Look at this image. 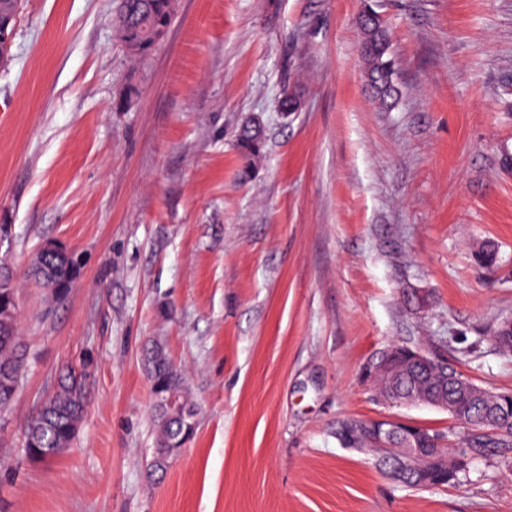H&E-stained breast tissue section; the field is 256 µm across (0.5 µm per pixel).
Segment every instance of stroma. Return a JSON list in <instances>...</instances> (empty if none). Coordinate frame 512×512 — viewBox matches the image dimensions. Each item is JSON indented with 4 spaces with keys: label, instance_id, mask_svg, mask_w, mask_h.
Listing matches in <instances>:
<instances>
[{
    "label": "stroma",
    "instance_id": "1",
    "mask_svg": "<svg viewBox=\"0 0 512 512\" xmlns=\"http://www.w3.org/2000/svg\"><path fill=\"white\" fill-rule=\"evenodd\" d=\"M116 2L20 0L0 69V255L21 271L51 239L83 262L59 300L18 281L30 358L0 417V512H512V448L412 490L335 435L384 415L452 427L363 383L395 340L512 390L489 339L512 318V0H175L139 62ZM368 4L398 66L386 109L360 54ZM153 343L198 409L155 473ZM86 360L74 444L21 459L25 422ZM263 144L261 127L252 122L244 125L237 135V147L244 168L248 170L255 159L259 157Z\"/></svg>",
    "mask_w": 512,
    "mask_h": 512
}]
</instances>
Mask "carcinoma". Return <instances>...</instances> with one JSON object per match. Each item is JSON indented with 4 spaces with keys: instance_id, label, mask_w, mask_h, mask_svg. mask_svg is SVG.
<instances>
[{
    "instance_id": "1",
    "label": "carcinoma",
    "mask_w": 512,
    "mask_h": 512,
    "mask_svg": "<svg viewBox=\"0 0 512 512\" xmlns=\"http://www.w3.org/2000/svg\"><path fill=\"white\" fill-rule=\"evenodd\" d=\"M173 8V0H119L114 37L130 56L144 57L164 40ZM361 54L367 65L369 84L376 98L385 105L398 92L394 84L397 63L386 26L373 13L361 17ZM262 144L261 127L249 122L240 129L237 147L244 168H250L259 157ZM78 271V260L72 254L54 260L48 267L43 264L42 257L36 255L29 264L27 276L60 298L72 286ZM18 325L16 283L12 277L0 285L1 415L10 411L27 368L26 349L21 343ZM89 371L90 366L83 364L80 369H70L59 376L54 389L26 423L22 444L25 458L42 461L45 456H54L72 446L87 412L86 380ZM149 378L153 394L174 393L185 400V409L179 412L163 405L156 408L152 466L162 469L173 455L172 445L183 437L194 435L197 428L196 412L193 411L195 404L189 398L181 373L169 363L149 370ZM378 386L382 390L393 386L400 394L416 388L429 394L435 392L430 379L416 371L397 380L381 378ZM492 397L495 410L491 413L486 411L480 399L465 397L458 400V407L464 414L463 422L478 432L468 440L470 448H483L488 444L512 448V392L498 391L492 393ZM420 447L448 448L450 443L443 434L426 432L420 438ZM458 456L461 461L449 476L433 469L423 479L408 475L401 484L414 490L454 485L469 472V452L464 450Z\"/></svg>"
}]
</instances>
